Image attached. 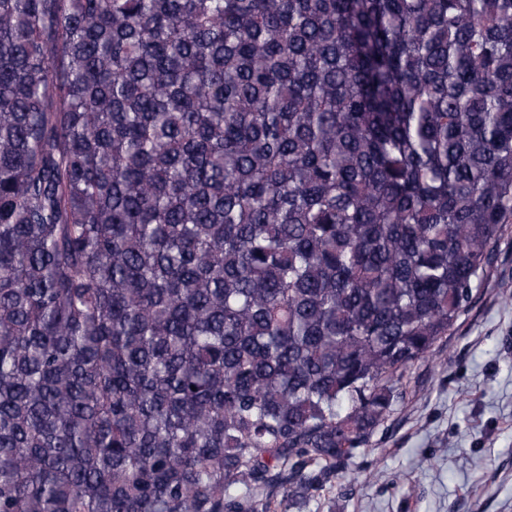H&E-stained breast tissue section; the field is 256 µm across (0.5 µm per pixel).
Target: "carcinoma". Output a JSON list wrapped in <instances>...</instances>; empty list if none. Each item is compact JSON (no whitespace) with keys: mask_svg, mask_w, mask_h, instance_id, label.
Segmentation results:
<instances>
[{"mask_svg":"<svg viewBox=\"0 0 512 512\" xmlns=\"http://www.w3.org/2000/svg\"><path fill=\"white\" fill-rule=\"evenodd\" d=\"M511 223L512 0H0V512H279Z\"/></svg>","mask_w":512,"mask_h":512,"instance_id":"carcinoma-1","label":"carcinoma"}]
</instances>
